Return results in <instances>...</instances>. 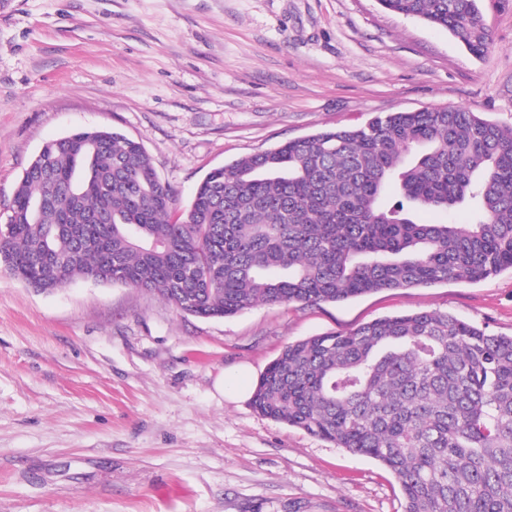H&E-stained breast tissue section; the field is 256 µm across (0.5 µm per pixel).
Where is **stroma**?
<instances>
[{
  "label": "stroma",
  "mask_w": 512,
  "mask_h": 512,
  "mask_svg": "<svg viewBox=\"0 0 512 512\" xmlns=\"http://www.w3.org/2000/svg\"><path fill=\"white\" fill-rule=\"evenodd\" d=\"M478 5L479 57L378 0H0V212L77 129L142 142L179 215L211 169L380 113L465 107L510 127L512 0ZM423 310L512 336V269L224 319L0 271V512H402L379 462L250 401L286 345Z\"/></svg>",
  "instance_id": "stroma-1"
}]
</instances>
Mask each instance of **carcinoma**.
<instances>
[{
    "label": "carcinoma",
    "mask_w": 512,
    "mask_h": 512,
    "mask_svg": "<svg viewBox=\"0 0 512 512\" xmlns=\"http://www.w3.org/2000/svg\"><path fill=\"white\" fill-rule=\"evenodd\" d=\"M380 3L488 48L478 0ZM465 202L467 224L414 218ZM173 204L141 142L72 132L25 169L0 269L36 289L129 285L200 318L480 281L512 268V128L467 108L388 112L212 169L175 221ZM251 405L382 463L403 512H512V336L438 311L310 336Z\"/></svg>",
    "instance_id": "cac0c4a2"
}]
</instances>
